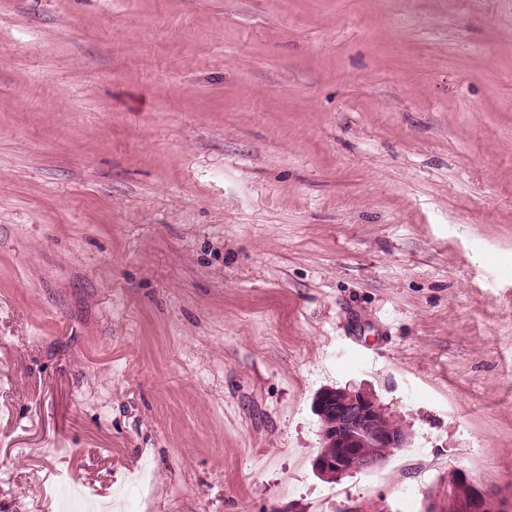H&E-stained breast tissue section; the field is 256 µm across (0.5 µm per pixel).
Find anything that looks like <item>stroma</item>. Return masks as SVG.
<instances>
[{"mask_svg":"<svg viewBox=\"0 0 512 512\" xmlns=\"http://www.w3.org/2000/svg\"><path fill=\"white\" fill-rule=\"evenodd\" d=\"M401 458L317 476L323 388ZM512 504V0H0V512ZM452 486L453 500L457 502H466L471 497L475 496L479 489L474 485L468 483L465 474H452L448 480ZM448 484V489L442 490L438 494L429 496V502L426 504V512H444L450 511V504L452 500L451 490Z\"/></svg>","mask_w":512,"mask_h":512,"instance_id":"35a3bbf8","label":"stroma"}]
</instances>
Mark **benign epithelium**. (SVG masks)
<instances>
[{"mask_svg":"<svg viewBox=\"0 0 512 512\" xmlns=\"http://www.w3.org/2000/svg\"><path fill=\"white\" fill-rule=\"evenodd\" d=\"M351 404L356 406L352 418L344 423V428L335 437L336 447L340 452L331 456L327 451H320L313 461L315 472L320 476H343L353 469L361 467L354 456V449L362 448L370 443L386 454L393 448H401L405 444V437L393 432L379 433L374 431L370 423L368 411V397L365 393L355 391L349 393ZM452 500L451 490L446 489L430 496L425 512H448ZM457 512H501L499 502L490 491L482 492L480 497L457 507Z\"/></svg>","mask_w":512,"mask_h":512,"instance_id":"benign-epithelium-1","label":"benign epithelium"}]
</instances>
